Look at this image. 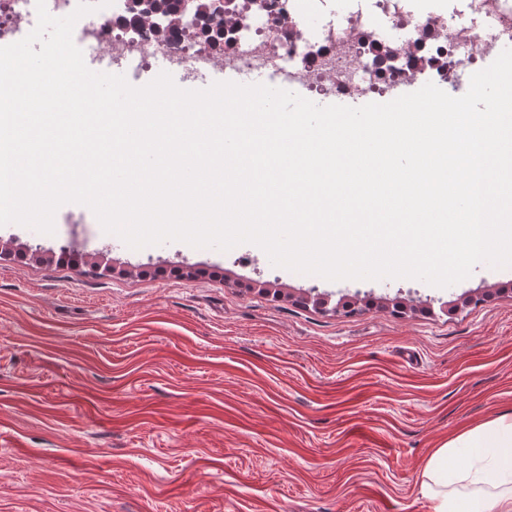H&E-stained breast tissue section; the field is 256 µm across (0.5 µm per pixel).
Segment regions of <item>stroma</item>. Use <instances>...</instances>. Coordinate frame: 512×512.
Masks as SVG:
<instances>
[{"label":"stroma","instance_id":"35a3bbf8","mask_svg":"<svg viewBox=\"0 0 512 512\" xmlns=\"http://www.w3.org/2000/svg\"><path fill=\"white\" fill-rule=\"evenodd\" d=\"M54 226H0L44 251L0 260V512H432L430 454L512 413V266L313 280L253 244L135 250L81 204Z\"/></svg>","mask_w":512,"mask_h":512}]
</instances>
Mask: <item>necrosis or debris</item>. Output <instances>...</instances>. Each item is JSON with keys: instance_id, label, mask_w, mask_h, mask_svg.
<instances>
[{"instance_id": "1", "label": "necrosis or debris", "mask_w": 512, "mask_h": 512, "mask_svg": "<svg viewBox=\"0 0 512 512\" xmlns=\"http://www.w3.org/2000/svg\"><path fill=\"white\" fill-rule=\"evenodd\" d=\"M313 0H224L223 17L199 20L193 38L179 26L159 32L134 18L128 0L88 14L74 27V40L117 57L136 58L150 68L157 55L182 69L203 65L260 68L290 65L305 90L339 98L382 95L426 78L448 83L460 63L479 65L498 44L473 30L466 17L447 20L417 12L412 0H376L392 26L412 27L407 44L388 41L362 10L328 21L317 36L308 33ZM35 0H0V46L18 41L34 27Z\"/></svg>"}]
</instances>
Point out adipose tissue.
I'll return each mask as SVG.
<instances>
[{"label": "adipose tissue", "mask_w": 512, "mask_h": 512, "mask_svg": "<svg viewBox=\"0 0 512 512\" xmlns=\"http://www.w3.org/2000/svg\"><path fill=\"white\" fill-rule=\"evenodd\" d=\"M423 477L433 512H512V415L485 421L435 449Z\"/></svg>", "instance_id": "obj_1"}]
</instances>
